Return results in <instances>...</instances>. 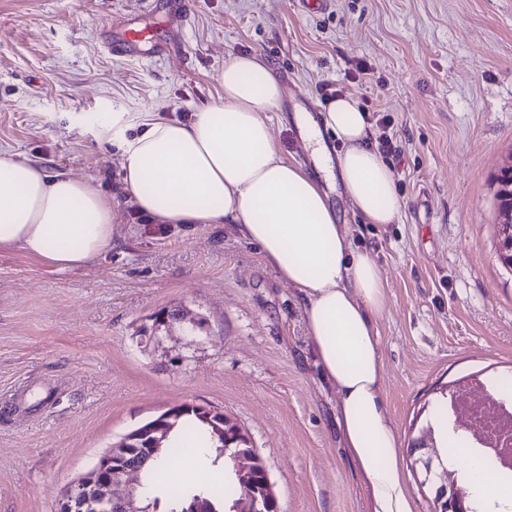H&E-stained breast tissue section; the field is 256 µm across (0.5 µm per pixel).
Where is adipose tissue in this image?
Listing matches in <instances>:
<instances>
[{"label": "adipose tissue", "instance_id": "obj_1", "mask_svg": "<svg viewBox=\"0 0 512 512\" xmlns=\"http://www.w3.org/2000/svg\"><path fill=\"white\" fill-rule=\"evenodd\" d=\"M223 97L187 122L147 121L126 137L134 118L112 115L123 145L122 188L158 224H236L304 305L323 377L336 388L337 423L346 454L366 492V512H414L400 442L382 397L377 322L386 285L368 252L354 250L326 194L286 160L268 112L282 87L267 63L236 56L224 64ZM330 128L342 143L330 155L320 138ZM370 125L353 98L330 101L323 127L308 143L335 160L356 213L368 224L400 214L391 168L370 143ZM112 198L93 181L15 159L0 151V251L22 249L59 269L85 265L112 244Z\"/></svg>", "mask_w": 512, "mask_h": 512}]
</instances>
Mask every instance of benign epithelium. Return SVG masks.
Listing matches in <instances>:
<instances>
[{"label": "benign epithelium", "mask_w": 512, "mask_h": 512, "mask_svg": "<svg viewBox=\"0 0 512 512\" xmlns=\"http://www.w3.org/2000/svg\"><path fill=\"white\" fill-rule=\"evenodd\" d=\"M499 234L512 235V205L506 204L498 211ZM196 409L205 421L211 424L221 438H228L226 447L232 448L231 458L235 465L239 487L244 495L234 506L235 512H259V508L277 504V497L269 473L260 459L247 450L249 441L245 434L235 427L222 413L204 407L183 403L171 407L167 413L151 420L147 428L135 429L128 433L122 443L101 458L97 468L73 483L59 502L60 512H144L135 489L132 476L142 468L140 457L150 459L160 450L166 436L169 418L183 409ZM436 439L420 436L414 443V450L427 451L426 462L438 457ZM435 504L438 512H471L469 494L453 482L438 486L435 490Z\"/></svg>", "instance_id": "benign-epithelium-1"}]
</instances>
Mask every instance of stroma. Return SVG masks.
Returning a JSON list of instances; mask_svg holds the SVG:
<instances>
[{
	"instance_id": "1",
	"label": "stroma",
	"mask_w": 512,
	"mask_h": 512,
	"mask_svg": "<svg viewBox=\"0 0 512 512\" xmlns=\"http://www.w3.org/2000/svg\"><path fill=\"white\" fill-rule=\"evenodd\" d=\"M118 14L142 18L140 0H0V150L95 180L116 214L111 246L78 269L0 252V512H57L113 444L183 402L242 430L279 512H365L295 290L235 225L141 215L120 146L98 133L116 112L188 119L223 96L224 63L243 53L279 77L269 122L306 170L295 115L310 103L321 119L322 87L387 116L395 223H363L339 175L316 179L386 280L382 393L414 512H434L412 440L453 382L512 381L494 180L512 158V0H330L319 14L295 0H156L155 26L188 17L166 59L112 56ZM173 309L185 321L157 325Z\"/></svg>"
}]
</instances>
